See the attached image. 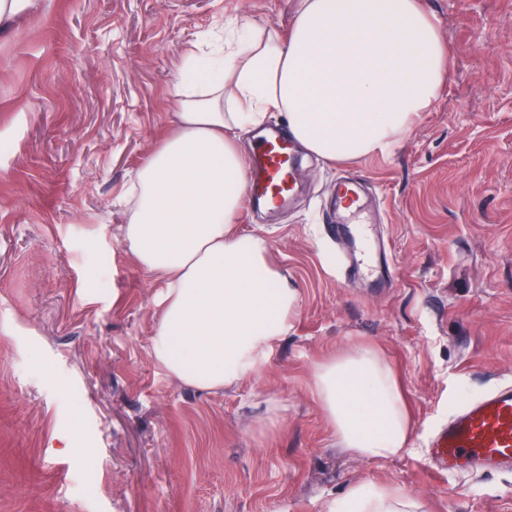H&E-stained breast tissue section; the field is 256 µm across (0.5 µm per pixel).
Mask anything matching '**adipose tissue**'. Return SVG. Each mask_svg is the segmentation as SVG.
Returning a JSON list of instances; mask_svg holds the SVG:
<instances>
[{
  "label": "adipose tissue",
  "mask_w": 512,
  "mask_h": 512,
  "mask_svg": "<svg viewBox=\"0 0 512 512\" xmlns=\"http://www.w3.org/2000/svg\"><path fill=\"white\" fill-rule=\"evenodd\" d=\"M449 47L423 0H298L287 35L234 25L221 77L178 80L175 126L139 168L123 242L165 281L151 352L201 390L258 374L288 334L299 293L266 241L235 230L247 184L239 135L283 113L290 137L326 161L390 154L429 111ZM313 389L341 447L368 459L405 450L411 426L379 354L331 355ZM404 489L355 484L331 512H415Z\"/></svg>",
  "instance_id": "1"
}]
</instances>
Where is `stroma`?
I'll return each mask as SVG.
<instances>
[{"label":"stroma","mask_w":512,"mask_h":512,"mask_svg":"<svg viewBox=\"0 0 512 512\" xmlns=\"http://www.w3.org/2000/svg\"><path fill=\"white\" fill-rule=\"evenodd\" d=\"M296 0H42L0 31V512H329L354 484L419 512H512V472L438 477L457 403L512 383V0H425L451 78L393 154L297 149L298 192L235 222L299 292L258 375L200 391L152 356L163 285L122 243L128 193L170 130L196 43ZM375 202L394 284L333 266L339 170ZM360 345L393 369L414 432L338 447L314 366Z\"/></svg>","instance_id":"1"}]
</instances>
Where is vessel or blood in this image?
I'll return each instance as SVG.
<instances>
[{
    "label": "vessel or blood",
    "mask_w": 512,
    "mask_h": 512,
    "mask_svg": "<svg viewBox=\"0 0 512 512\" xmlns=\"http://www.w3.org/2000/svg\"><path fill=\"white\" fill-rule=\"evenodd\" d=\"M294 144L287 133L266 131L256 147V162L249 171L254 199L274 209L286 206L294 195L290 158ZM337 187L344 200L342 224L330 226L333 237H355L360 247L336 254V265L347 276L359 275L360 262L380 247L368 231L364 199L355 180L343 177ZM430 470L436 475L485 473L512 469V384L503 383L455 407L446 424L430 437Z\"/></svg>",
    "instance_id": "vessel-or-blood-1"
}]
</instances>
